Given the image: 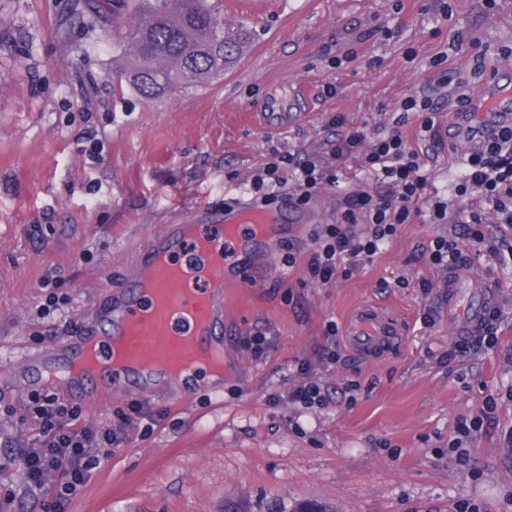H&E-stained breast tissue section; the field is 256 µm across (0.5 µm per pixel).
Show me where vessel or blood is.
<instances>
[{"instance_id": "vessel-or-blood-1", "label": "vessel or blood", "mask_w": 512, "mask_h": 512, "mask_svg": "<svg viewBox=\"0 0 512 512\" xmlns=\"http://www.w3.org/2000/svg\"><path fill=\"white\" fill-rule=\"evenodd\" d=\"M474 120L458 113L441 143L468 149L477 140ZM279 230L268 208L246 202L225 203L212 234L199 224L160 225L70 330L0 352V389L21 397L47 386L85 409L109 407L117 395L223 406L224 368L243 362L228 343L238 325L228 296L242 282L225 270L252 241ZM344 335L352 353L368 358L396 345L399 329L384 309L365 306L348 317Z\"/></svg>"}]
</instances>
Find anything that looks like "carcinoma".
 <instances>
[{
	"label": "carcinoma",
	"mask_w": 512,
	"mask_h": 512,
	"mask_svg": "<svg viewBox=\"0 0 512 512\" xmlns=\"http://www.w3.org/2000/svg\"><path fill=\"white\" fill-rule=\"evenodd\" d=\"M125 0H94L95 21L117 26ZM223 4L216 0H140L136 23L120 33L112 55V92L132 90L152 100L174 91L199 87L224 76L239 60L247 33L226 29ZM258 512H335L313 500L289 504L266 501Z\"/></svg>",
	"instance_id": "carcinoma-1"
}]
</instances>
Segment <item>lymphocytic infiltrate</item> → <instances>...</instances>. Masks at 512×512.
<instances>
[{"label": "lymphocytic infiltrate", "instance_id": "1", "mask_svg": "<svg viewBox=\"0 0 512 512\" xmlns=\"http://www.w3.org/2000/svg\"><path fill=\"white\" fill-rule=\"evenodd\" d=\"M447 99L461 112L472 106L468 86L459 80L451 86L441 82L411 92L398 109L413 114L430 141L438 127L442 103ZM326 129L328 134L320 150H271L250 175L253 201L266 204L288 192L299 203H309L322 189L335 186L339 171L352 160L374 176L376 185L370 191L343 194L335 223L320 225L309 252L301 258L289 255V264L303 262L311 280L330 284L338 275L352 273L370 260L402 225L423 214L429 223L450 227L449 234L435 236L427 247L433 266L453 271L468 267L476 257L501 261L504 248L512 244L511 122L501 125L465 154L463 173L451 199L427 196L428 154L413 148L400 129L372 137L363 127L348 123L340 113L329 117ZM487 213L492 214L494 223L489 234L479 228ZM502 319L499 308L486 310L474 333L456 338L448 351L449 358H465L495 348ZM326 336L328 343L317 363L299 361L297 383L286 395L271 393L270 402L285 397L302 408L321 410L335 406L337 394H354L355 383L339 388L315 375L319 368L333 371L340 360L335 326H328ZM496 409L495 399L490 398L478 414L459 419L448 446L449 455L458 465L469 464V445ZM169 414V408L133 400L113 410L108 420L92 424L87 422L81 406L45 390L32 391L22 416L32 436V446L0 448V468L18 466L25 476L27 491L21 496L0 492V512H72L74 499L101 462L114 449L128 447L134 435H147Z\"/></svg>", "mask_w": 512, "mask_h": 512}]
</instances>
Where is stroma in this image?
I'll return each mask as SVG.
<instances>
[{
	"label": "stroma",
	"instance_id": "stroma-1",
	"mask_svg": "<svg viewBox=\"0 0 512 512\" xmlns=\"http://www.w3.org/2000/svg\"><path fill=\"white\" fill-rule=\"evenodd\" d=\"M86 0H0V346L38 342L63 330L34 319L40 280L59 268V288L77 313L102 276L119 277L130 252L158 225L200 206L250 199L249 174L270 149L316 148L327 117L377 135L399 100L438 77L430 62L457 31L480 36L448 65L488 97L496 66L512 62V0L486 12L483 0H223L224 24L250 31L239 65L211 84L147 100L112 93V30L85 26ZM356 58L330 68V45ZM303 83L311 115L288 128L257 127L282 87ZM337 93L325 95L327 84ZM338 196L303 205L271 245L273 264L234 298L239 333L272 327L266 362L248 360L224 382V409L188 429L186 404L149 435L117 450L75 498L73 512H197L224 498L252 507L269 498L318 499L338 512H512V259L474 260L489 280L473 302L499 307V344L446 360L456 314L448 272L425 247L444 224L413 219L350 277L312 282L289 250L304 251L317 225L336 219ZM41 225L43 248L29 242ZM433 288L423 294L419 278ZM381 304L402 323L400 343L365 362L342 352L336 383L355 381L354 400L306 410L270 393L287 391L295 359L316 360L329 322ZM435 321L424 326V308ZM495 398V417L475 436L463 468L448 458L458 417Z\"/></svg>",
	"mask_w": 512,
	"mask_h": 512
}]
</instances>
